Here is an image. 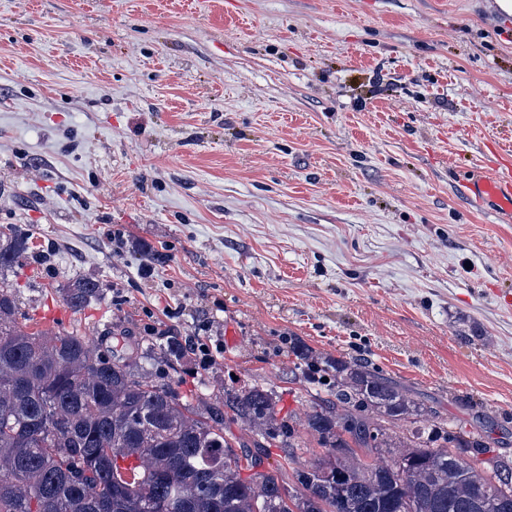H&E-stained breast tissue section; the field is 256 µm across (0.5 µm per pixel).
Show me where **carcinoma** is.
Wrapping results in <instances>:
<instances>
[{
    "label": "carcinoma",
    "mask_w": 512,
    "mask_h": 512,
    "mask_svg": "<svg viewBox=\"0 0 512 512\" xmlns=\"http://www.w3.org/2000/svg\"><path fill=\"white\" fill-rule=\"evenodd\" d=\"M28 250L0 228V268ZM101 296L99 282L82 279L65 300L80 310ZM19 315L17 291L1 286L0 512H512V458L479 459L493 418L399 438L400 423L437 411L367 358L291 343L306 413L279 419L263 385L189 398L156 382L140 369L144 342L121 324L91 339L76 327L31 329ZM190 351L187 337L169 332L160 359L175 371ZM298 425L329 455L292 481ZM267 439L283 462H270Z\"/></svg>",
    "instance_id": "obj_1"
}]
</instances>
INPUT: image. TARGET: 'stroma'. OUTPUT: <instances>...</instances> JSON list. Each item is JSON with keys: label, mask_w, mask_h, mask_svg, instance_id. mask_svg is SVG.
Here are the masks:
<instances>
[{"label": "stroma", "mask_w": 512, "mask_h": 512, "mask_svg": "<svg viewBox=\"0 0 512 512\" xmlns=\"http://www.w3.org/2000/svg\"><path fill=\"white\" fill-rule=\"evenodd\" d=\"M0 0V268L43 328L223 344L144 365L180 394L273 387L290 341L365 356L512 452V223L451 172L512 145L495 0ZM102 299L74 310L71 281ZM7 241L4 246L1 242ZM27 239L21 237L11 227L0 228V268L5 265H13L19 263L29 250Z\"/></svg>", "instance_id": "35a3bbf8"}]
</instances>
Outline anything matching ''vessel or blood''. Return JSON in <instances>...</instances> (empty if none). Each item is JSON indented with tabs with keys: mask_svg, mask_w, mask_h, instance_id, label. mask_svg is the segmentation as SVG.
Wrapping results in <instances>:
<instances>
[{
	"mask_svg": "<svg viewBox=\"0 0 512 512\" xmlns=\"http://www.w3.org/2000/svg\"><path fill=\"white\" fill-rule=\"evenodd\" d=\"M491 154L483 168L473 171L462 182V191L471 206L491 211L512 221V151L489 145Z\"/></svg>",
	"mask_w": 512,
	"mask_h": 512,
	"instance_id": "obj_1",
	"label": "vessel or blood"
}]
</instances>
